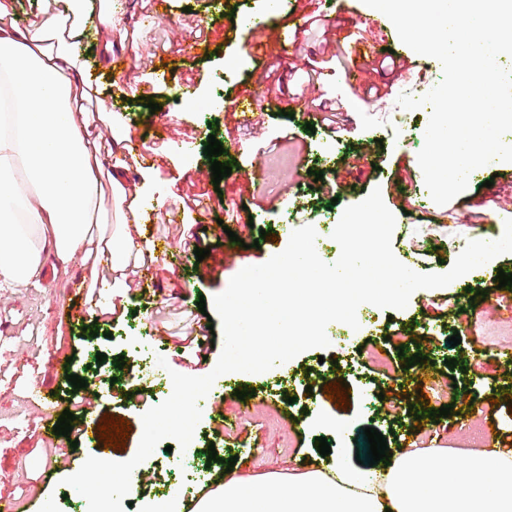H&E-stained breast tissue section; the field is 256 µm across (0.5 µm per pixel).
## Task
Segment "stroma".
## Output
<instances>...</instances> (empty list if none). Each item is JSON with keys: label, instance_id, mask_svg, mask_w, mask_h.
<instances>
[{"label": "stroma", "instance_id": "35a3bbf8", "mask_svg": "<svg viewBox=\"0 0 512 512\" xmlns=\"http://www.w3.org/2000/svg\"><path fill=\"white\" fill-rule=\"evenodd\" d=\"M99 2L86 0L82 42L84 70L94 76L98 100L128 137L141 136L155 146L183 134L194 141L148 169L132 166L123 152H103V167L118 168L125 187L142 188L155 213L151 233L144 234L137 225L122 224L124 202L104 198L102 213L114 239L129 236L136 243L107 288L96 290L92 261L80 254L66 263L48 256L46 274L30 285L0 284V497L44 498L51 512H88L86 499L75 497L63 480L93 451L78 445L75 432L44 440L38 428L48 411L42 394L53 392L59 410H66L68 375L85 379L87 386L79 391L85 408L129 422V436L112 458L130 459L142 436V414L162 401L158 387L137 381L133 343L149 342L153 354L179 373H209L222 337L202 352L185 343L208 325L199 300L222 292L240 271L241 260L260 264L283 251L285 230L313 226L318 256L334 263L341 249L327 233L329 224L377 188L396 217L394 255H413L414 271L442 273L457 258L461 238L499 235L512 219V162L496 161L470 174L466 192L447 204L432 200L418 163L428 113L416 111L408 123L397 124L390 110L400 89L398 70H373L370 59L351 54L348 32L358 14L370 11L363 0L343 9L335 0H284L276 28L301 26L291 57L280 54L272 37L253 49L247 44L243 25L266 0H170L162 14L153 0H123V27L109 40L97 30ZM198 35L203 38L198 54L182 55L181 41ZM127 46L140 60L125 69L126 86L119 90L99 64L106 50L119 53ZM353 67L360 73L355 88L346 79ZM160 68L170 78L152 85V73ZM187 79L195 82L190 103L174 97L175 87ZM373 85L379 94H369ZM244 93L261 105L257 125L237 122L234 104ZM322 101L337 109L335 121L325 120L318 108ZM153 102L159 111L150 110ZM212 136L221 142L231 169L217 184L205 152ZM318 172L338 180V187L314 188ZM413 196L422 204L411 210L407 200ZM198 197L208 210L205 228L188 238L182 231L196 222ZM219 222L236 232V240L214 233ZM167 241L176 249L206 248L210 254L175 268L162 257ZM218 262L222 271L212 272ZM145 265L160 287L149 299L134 286ZM501 272L512 273V253L446 287L415 291L405 309L359 306L358 314L374 327L357 338L333 322L327 348L306 350L276 370L226 373L222 390L202 408L194 447L159 448L141 463L139 485L125 512L164 504L174 491L182 512H189L200 487L216 486L228 473L248 478L312 470L321 436L331 447V460L355 465L367 426L378 429L393 451L412 430L421 444L462 456L474 447L468 433L474 406L496 424L499 447L512 448V398L495 403L489 392L495 384L512 387V365L493 375L478 367L498 350L512 349V331L504 332L503 321L487 304L491 298L512 302V285H498ZM77 278L88 294H98V311L72 295L70 284ZM460 294L472 297L479 309L474 327H467L449 303ZM456 333L461 342L453 347L448 339ZM417 355L424 357L436 388L407 396L399 391L400 381ZM311 368L346 382L345 406L330 400L316 404L304 383ZM240 390L245 398H237ZM443 406L453 408V415L439 417Z\"/></svg>", "mask_w": 512, "mask_h": 512}]
</instances>
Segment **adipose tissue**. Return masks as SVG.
Masks as SVG:
<instances>
[{
    "instance_id": "1",
    "label": "adipose tissue",
    "mask_w": 512,
    "mask_h": 512,
    "mask_svg": "<svg viewBox=\"0 0 512 512\" xmlns=\"http://www.w3.org/2000/svg\"><path fill=\"white\" fill-rule=\"evenodd\" d=\"M85 0H41L19 18L0 0V70L13 81L0 113V280L23 285L48 254L107 255L121 267L133 244L116 241L101 210L103 132L82 76ZM280 484L284 493H272ZM198 512H512V449L479 448L452 462L444 448H403L378 465L225 480Z\"/></svg>"
}]
</instances>
